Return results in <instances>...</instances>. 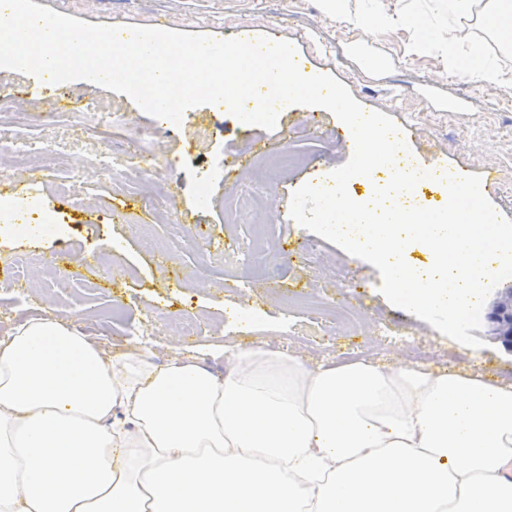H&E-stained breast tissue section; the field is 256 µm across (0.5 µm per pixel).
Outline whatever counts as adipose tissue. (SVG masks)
<instances>
[{
    "instance_id": "obj_1",
    "label": "adipose tissue",
    "mask_w": 512,
    "mask_h": 512,
    "mask_svg": "<svg viewBox=\"0 0 512 512\" xmlns=\"http://www.w3.org/2000/svg\"><path fill=\"white\" fill-rule=\"evenodd\" d=\"M485 0H440L464 42ZM223 377L39 317L0 342V512H512V384L262 343Z\"/></svg>"
}]
</instances>
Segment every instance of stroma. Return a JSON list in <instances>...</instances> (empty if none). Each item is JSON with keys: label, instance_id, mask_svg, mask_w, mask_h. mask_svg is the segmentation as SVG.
<instances>
[{"label": "stroma", "instance_id": "stroma-1", "mask_svg": "<svg viewBox=\"0 0 512 512\" xmlns=\"http://www.w3.org/2000/svg\"><path fill=\"white\" fill-rule=\"evenodd\" d=\"M36 4L89 23L155 26L218 38L233 33L249 40L267 34L292 40L308 72H327L344 83L366 109L393 117L406 131L413 153L425 163L495 179L491 200L512 220V37L504 38L483 14L464 23L467 46L489 55L509 73L487 86L461 79L440 52L412 53L425 35L422 25L400 22L412 0H386L397 23L367 34L359 24L328 15L323 0H35ZM68 94L72 111L60 113L55 132L69 145L66 155L42 158L31 170L0 158V193L24 202V216L57 210L63 224L38 237L0 233V254L60 250L58 276L75 271L79 252L105 253L112 279L74 282L66 294L36 274L37 288L17 299L0 287V340L24 321L48 313L73 321L107 349L118 352L136 338L156 362L199 356L214 375L225 359L214 346L241 347L264 341L288 350L308 366L327 360L369 357L390 365L411 361V347L424 354L420 366L436 371L475 369L491 381L512 383V351L478 331L485 348L471 352L429 323L390 305L371 264L309 232L289 215L292 192L302 183H327L350 151L336 137L340 121L321 107L291 105L275 130L240 122L216 105L192 107L180 130L143 113L126 95L86 81L48 85L0 70V98H18L23 111L0 116V124L40 137L37 117L49 97ZM92 103L115 113L116 124L98 123L85 112ZM151 130L141 138L142 130ZM205 130L199 140L197 130ZM279 142L300 155L298 166L263 184L243 187L268 198L263 224L231 219L224 208L230 185L218 172L228 155L247 160L252 150ZM110 146L114 173L101 175L94 157ZM148 158L140 172L126 166L129 153ZM152 195L145 208L144 195ZM254 243V256L224 276L222 251L232 239ZM315 243V256L306 246ZM191 314L199 335H174L170 324Z\"/></svg>", "mask_w": 512, "mask_h": 512}]
</instances>
